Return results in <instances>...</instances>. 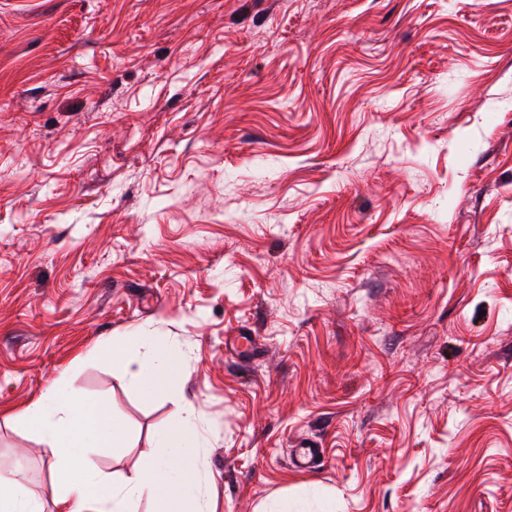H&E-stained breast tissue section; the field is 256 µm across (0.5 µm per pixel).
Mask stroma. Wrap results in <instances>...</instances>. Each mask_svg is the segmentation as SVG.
<instances>
[{"label": "stroma", "instance_id": "1", "mask_svg": "<svg viewBox=\"0 0 512 512\" xmlns=\"http://www.w3.org/2000/svg\"><path fill=\"white\" fill-rule=\"evenodd\" d=\"M136 329L173 399L101 354ZM61 376L117 479L195 407L215 512H512V0H0V468L46 512L6 412ZM144 346L149 352L140 356L139 348ZM114 360L122 375L148 399L169 397L182 376V356L172 345L162 344L159 336L112 337ZM322 457V448L317 444L305 443L301 448H292L290 462L299 470H310L319 465Z\"/></svg>", "mask_w": 512, "mask_h": 512}]
</instances>
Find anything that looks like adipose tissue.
Here are the masks:
<instances>
[{
    "label": "adipose tissue",
    "mask_w": 512,
    "mask_h": 512,
    "mask_svg": "<svg viewBox=\"0 0 512 512\" xmlns=\"http://www.w3.org/2000/svg\"><path fill=\"white\" fill-rule=\"evenodd\" d=\"M112 358L149 399L169 397L182 376L181 355L157 336L113 338ZM17 419L42 439L59 488L55 512H136L143 500L151 503V512H208L205 495L212 477L203 460L209 442L193 407H178L172 423L156 435L154 453L119 482L95 469L88 453L123 447L125 432L113 424L106 405L67 390L64 379H56ZM0 512H44L21 473H0Z\"/></svg>",
    "instance_id": "obj_1"
}]
</instances>
